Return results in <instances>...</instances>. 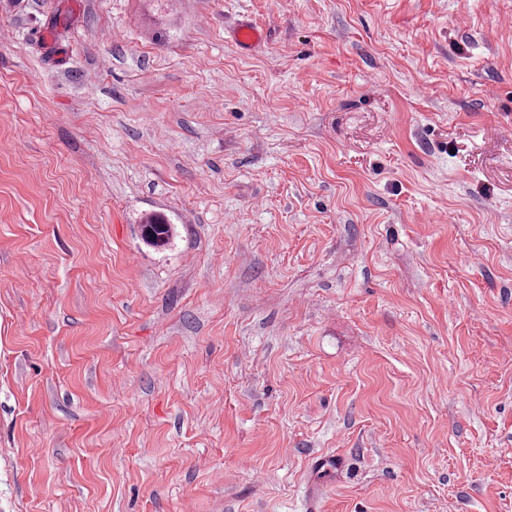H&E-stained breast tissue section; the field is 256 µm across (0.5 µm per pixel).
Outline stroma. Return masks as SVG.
Listing matches in <instances>:
<instances>
[{
  "label": "stroma",
  "instance_id": "1",
  "mask_svg": "<svg viewBox=\"0 0 512 512\" xmlns=\"http://www.w3.org/2000/svg\"><path fill=\"white\" fill-rule=\"evenodd\" d=\"M0 512H512V0H0ZM142 236L150 244L163 246L171 237V224L161 216L149 217L142 226Z\"/></svg>",
  "mask_w": 512,
  "mask_h": 512
}]
</instances>
